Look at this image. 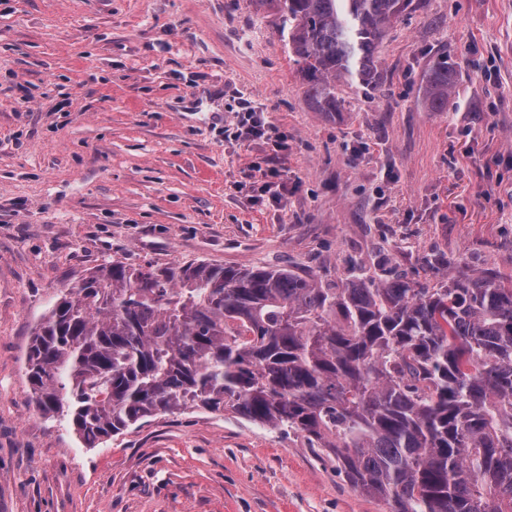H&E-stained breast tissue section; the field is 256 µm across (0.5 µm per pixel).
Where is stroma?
Returning a JSON list of instances; mask_svg holds the SVG:
<instances>
[{"instance_id": "1", "label": "stroma", "mask_w": 512, "mask_h": 512, "mask_svg": "<svg viewBox=\"0 0 512 512\" xmlns=\"http://www.w3.org/2000/svg\"><path fill=\"white\" fill-rule=\"evenodd\" d=\"M441 56L459 81L433 112ZM379 60L384 92L343 83L328 117L255 0H0V512H389L303 435L231 412L85 447L26 376L41 317L112 259L334 282L380 254L421 280L439 254L512 280V0H428ZM244 99L287 157L234 138Z\"/></svg>"}]
</instances>
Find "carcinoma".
<instances>
[{
    "mask_svg": "<svg viewBox=\"0 0 512 512\" xmlns=\"http://www.w3.org/2000/svg\"><path fill=\"white\" fill-rule=\"evenodd\" d=\"M319 112L380 91L388 30L426 0H276ZM458 71L430 68L448 106ZM403 274L333 286L290 268L112 259L49 308L27 354L36 408L90 448L159 414L236 413L329 450L390 512H512V283Z\"/></svg>",
    "mask_w": 512,
    "mask_h": 512,
    "instance_id": "1",
    "label": "carcinoma"
}]
</instances>
